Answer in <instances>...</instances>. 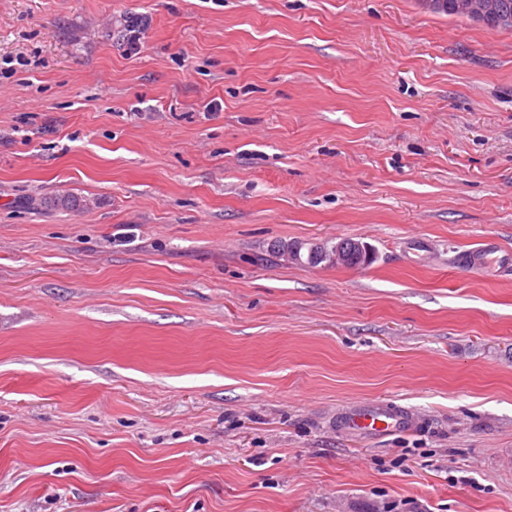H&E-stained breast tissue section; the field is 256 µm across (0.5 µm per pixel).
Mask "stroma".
Listing matches in <instances>:
<instances>
[{
    "label": "stroma",
    "instance_id": "35a3bbf8",
    "mask_svg": "<svg viewBox=\"0 0 512 512\" xmlns=\"http://www.w3.org/2000/svg\"><path fill=\"white\" fill-rule=\"evenodd\" d=\"M343 239L372 264L273 252ZM486 240L512 29L0 0V512H512V275L456 266ZM373 402L412 428L337 427Z\"/></svg>",
    "mask_w": 512,
    "mask_h": 512
}]
</instances>
